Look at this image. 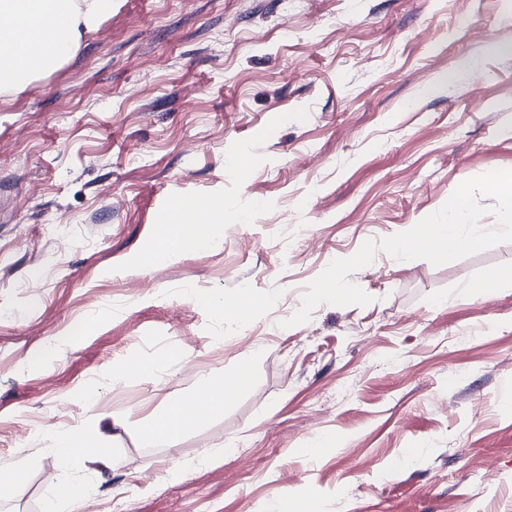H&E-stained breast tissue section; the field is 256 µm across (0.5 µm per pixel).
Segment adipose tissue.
I'll list each match as a JSON object with an SVG mask.
<instances>
[{
    "label": "adipose tissue",
    "instance_id": "1",
    "mask_svg": "<svg viewBox=\"0 0 512 512\" xmlns=\"http://www.w3.org/2000/svg\"><path fill=\"white\" fill-rule=\"evenodd\" d=\"M103 14L104 0H0V17H9L14 23L13 31H0V41L13 45L10 55L0 54V93L10 94L19 88L23 77L44 72L65 59L82 34L97 30ZM223 220V210H216L210 224L191 237L169 228L170 248L151 252L149 265L173 260L189 247L206 248L212 241L215 224ZM223 391V380L204 379L199 393L171 400L160 417L146 421L144 434L168 440L178 438L187 430L180 418L181 410L204 394L212 399L214 411H223Z\"/></svg>",
    "mask_w": 512,
    "mask_h": 512
}]
</instances>
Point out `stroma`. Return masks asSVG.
Returning a JSON list of instances; mask_svg holds the SVG:
<instances>
[{
    "instance_id": "obj_1",
    "label": "stroma",
    "mask_w": 512,
    "mask_h": 512,
    "mask_svg": "<svg viewBox=\"0 0 512 512\" xmlns=\"http://www.w3.org/2000/svg\"><path fill=\"white\" fill-rule=\"evenodd\" d=\"M497 169L512 0H116L0 96V460L24 480L0 512L67 479L94 489L74 512H512V284L470 288L512 242L441 266L377 251L349 276L370 304L282 325L334 259ZM200 194L228 215L210 247L144 269L169 200ZM243 291L247 321L207 305ZM243 364L223 412L145 438ZM51 428L110 454L60 466ZM230 377L236 380V387L233 381H228ZM251 380V372L247 366L240 367L231 376L224 377V379H204L199 391L186 397L172 399L163 414L156 419L146 421L142 430L148 437L161 436L167 440H174L191 428L181 421L180 412L184 407L195 403L202 395L208 394L214 402L213 411L222 412L224 410V398L226 400L234 398L238 394L236 392H241L251 384ZM234 389L236 392H234ZM221 393L222 397L220 396Z\"/></svg>"
}]
</instances>
